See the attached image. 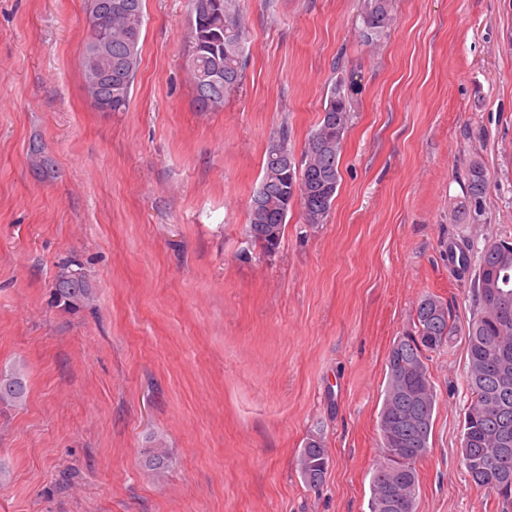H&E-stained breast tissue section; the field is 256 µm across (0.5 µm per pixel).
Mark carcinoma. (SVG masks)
Wrapping results in <instances>:
<instances>
[{
    "label": "carcinoma",
    "instance_id": "carcinoma-1",
    "mask_svg": "<svg viewBox=\"0 0 512 512\" xmlns=\"http://www.w3.org/2000/svg\"><path fill=\"white\" fill-rule=\"evenodd\" d=\"M127 5L112 15L101 12L99 0H87L88 28L112 27V83L96 87L87 66H82L86 90L91 100L112 95V111L123 112L140 63L144 24L143 0H119ZM193 14L191 46L187 69L204 111L224 107L226 94L242 79V52L245 31L240 22V0H190ZM361 20L366 39H373L393 21L392 0H362ZM216 72L224 73V93L203 97L201 84ZM352 90L341 79L330 88L318 125L311 131L301 158L288 148V134L271 142L265 152L261 184L265 188L259 203L250 204L249 237L265 252L281 242L290 209L297 196L304 223L326 222L339 185V163L346 130L354 111ZM489 185L482 162L473 161L467 171V192L474 211ZM451 263L461 270L477 263L471 288L476 312L464 328L467 344V389L471 401L464 413L461 463L470 481L488 492L493 512H504L499 482L512 476V451L501 456L498 431L503 419L512 423V393L499 396L486 378L487 369L500 363L503 352L512 365V240L492 239L472 260L469 242L448 244ZM94 299V291L80 264L59 265L52 288V301L66 310L78 312ZM414 333L394 341L387 356L388 380L379 417L382 457L371 476L370 512H416L418 473L416 463L430 452V438L437 395L427 361L429 354L448 345L459 332L447 305L434 295L422 297L415 308ZM27 393L23 374L0 373V403H18ZM298 469L309 485L321 482L329 466L321 439L312 436L301 448ZM145 468L159 478L171 467L165 446L145 451Z\"/></svg>",
    "mask_w": 512,
    "mask_h": 512
}]
</instances>
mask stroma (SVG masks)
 Instances as JSON below:
<instances>
[{
    "label": "stroma",
    "mask_w": 512,
    "mask_h": 512,
    "mask_svg": "<svg viewBox=\"0 0 512 512\" xmlns=\"http://www.w3.org/2000/svg\"><path fill=\"white\" fill-rule=\"evenodd\" d=\"M241 0L243 79L202 111L188 0H143L123 112L81 70L85 0H0V512H369L388 352L423 295L474 312L448 244L512 239V0ZM358 89L326 223L246 232L267 146L301 155L337 79ZM54 161L43 173L32 142ZM488 170L470 216L466 171ZM76 257L94 290L49 303ZM438 405L416 512H489L461 463L464 336L431 353ZM320 436L312 488L296 465ZM172 464L155 479L144 449ZM392 0H362L361 20L364 37L373 41L393 21ZM27 393L26 380L20 372L0 373V403L21 402ZM297 465L307 484L315 486L321 482L329 466V458L319 437L312 436L307 439L299 452Z\"/></svg>",
    "instance_id": "stroma-1"
}]
</instances>
